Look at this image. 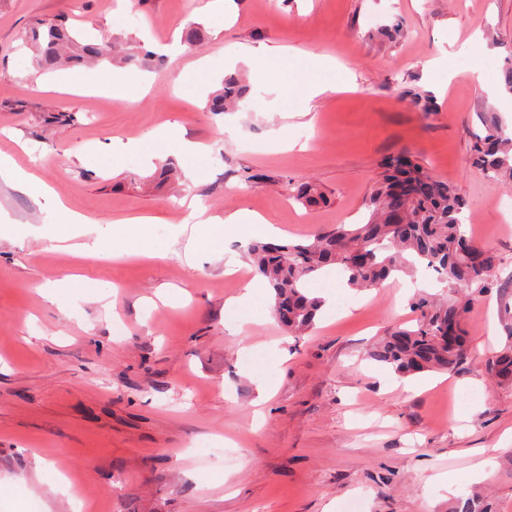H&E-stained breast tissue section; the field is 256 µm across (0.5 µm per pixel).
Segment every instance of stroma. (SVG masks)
Masks as SVG:
<instances>
[{"mask_svg":"<svg viewBox=\"0 0 512 512\" xmlns=\"http://www.w3.org/2000/svg\"><path fill=\"white\" fill-rule=\"evenodd\" d=\"M53 18L158 54L191 23L208 39L144 71L140 99L105 65L67 71L94 92L59 93L21 46ZM476 35L478 58L464 49ZM262 45L286 56L279 86L239 60ZM510 45L512 0H0V152L86 215V238L122 247V220L148 216V240L167 249L105 261L0 235V512H347L354 500L360 512H455L462 496L475 512H512V384L487 370L512 343L499 294L470 301L456 372L386 391L391 368L367 353L415 324L411 297L442 292L434 277L358 292L327 268L306 288L329 307L291 336L237 233L197 267L184 260L193 225L239 209L286 241L361 222L381 159L407 150L466 200L474 239L512 279V223L496 204L512 188L471 152L483 112L512 126V98L498 94ZM297 49L315 60L291 59ZM234 71L254 91L247 110L206 112ZM318 84L328 92L311 95ZM170 126L209 146L197 167L168 149L113 159ZM305 181L325 203L289 199ZM0 216L38 227L54 208L0 180ZM67 275L63 307L48 304L40 288ZM249 281L254 300L227 309ZM97 282L115 285L110 300L93 295ZM21 478L25 493H12Z\"/></svg>","mask_w":512,"mask_h":512,"instance_id":"obj_1","label":"stroma"}]
</instances>
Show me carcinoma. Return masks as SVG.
Returning a JSON list of instances; mask_svg holds the SVG:
<instances>
[{
    "mask_svg": "<svg viewBox=\"0 0 512 512\" xmlns=\"http://www.w3.org/2000/svg\"><path fill=\"white\" fill-rule=\"evenodd\" d=\"M23 46L42 72L86 62L110 64L118 53L106 36L92 37L47 20L36 23ZM502 74L500 90L512 95V47L503 58ZM249 94L250 86L238 74H226L221 88L209 97L207 110L238 108ZM482 124L484 132L474 134V162L486 175L511 183L512 132L494 112L484 113ZM382 166V178L366 203V223L338 224L295 243H250L248 254L256 273L273 289V313L284 330L297 334L313 326L321 300L309 296L304 283L332 265L341 266L348 286L357 290L376 288L395 272L431 268L450 288L475 287L481 293L498 289L504 301L501 313L511 319L512 280L497 277L496 253L464 229L470 216L453 186L431 175L408 150L384 158ZM291 197L308 204L323 195L317 185L305 182L294 186ZM412 305L420 312L419 322L393 330L368 356L403 376L456 371L468 352L466 302L456 296L436 301L419 295ZM489 370L496 381L512 384V345L492 359Z\"/></svg>",
    "mask_w": 512,
    "mask_h": 512,
    "instance_id": "obj_1",
    "label": "carcinoma"
}]
</instances>
